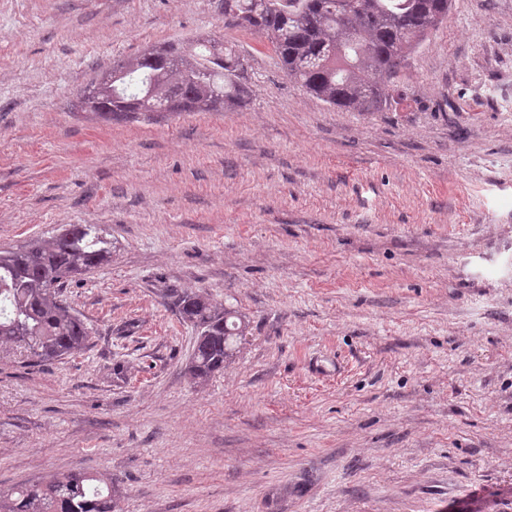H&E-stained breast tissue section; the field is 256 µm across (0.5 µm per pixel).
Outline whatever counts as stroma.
Here are the masks:
<instances>
[{
  "label": "stroma",
  "mask_w": 512,
  "mask_h": 512,
  "mask_svg": "<svg viewBox=\"0 0 512 512\" xmlns=\"http://www.w3.org/2000/svg\"><path fill=\"white\" fill-rule=\"evenodd\" d=\"M220 0H0V249L97 224L67 282L87 347H0V491L116 478L119 512H512V0H451L391 105L329 106ZM198 36L248 59L228 112L74 109ZM235 310L188 366L170 290Z\"/></svg>",
  "instance_id": "obj_1"
}]
</instances>
